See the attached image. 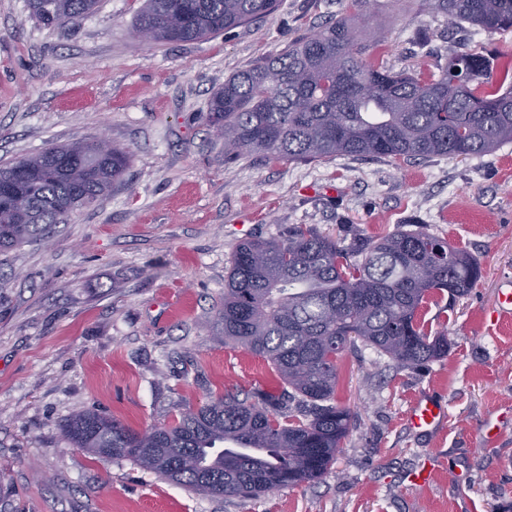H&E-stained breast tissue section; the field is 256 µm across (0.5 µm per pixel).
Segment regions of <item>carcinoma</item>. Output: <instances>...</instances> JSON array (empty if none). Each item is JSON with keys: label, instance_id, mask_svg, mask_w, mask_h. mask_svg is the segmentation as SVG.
<instances>
[{"label": "carcinoma", "instance_id": "cac0c4a2", "mask_svg": "<svg viewBox=\"0 0 512 512\" xmlns=\"http://www.w3.org/2000/svg\"><path fill=\"white\" fill-rule=\"evenodd\" d=\"M96 3L29 0L34 18L48 27L80 18ZM428 3L450 23L490 35L512 29V0H496L492 14L483 0ZM278 7L279 0H145L135 30L152 26L157 42H189ZM377 46L362 37L358 17H343L227 78L209 108L224 158L405 161L478 155L512 141V83L485 89L490 58L454 53L439 77L424 78L375 64ZM456 68L474 93L454 86ZM365 82L375 87L370 96L361 93ZM127 163L123 149L100 151L92 141L1 167L0 183H12L22 205L0 203V251L48 238L71 211L101 200ZM481 274L471 255L423 228L346 245L297 225L284 241H243L208 326L265 359L291 392L226 393L147 434L83 412L66 421L64 436L211 498L249 499L315 481L336 463L352 422L351 410L334 402L347 348L360 341L401 367L445 356L448 338L425 333L418 311L435 293L468 294Z\"/></svg>", "mask_w": 512, "mask_h": 512}]
</instances>
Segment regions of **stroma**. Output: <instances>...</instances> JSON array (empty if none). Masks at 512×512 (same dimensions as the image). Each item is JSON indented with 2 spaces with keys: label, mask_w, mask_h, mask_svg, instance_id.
Listing matches in <instances>:
<instances>
[{
  "label": "stroma",
  "mask_w": 512,
  "mask_h": 512,
  "mask_svg": "<svg viewBox=\"0 0 512 512\" xmlns=\"http://www.w3.org/2000/svg\"><path fill=\"white\" fill-rule=\"evenodd\" d=\"M144 0H98L59 28L0 0V166L106 137L129 153L100 202L49 238L0 253V512H512V142L466 159L299 163L224 158L208 102L225 79L353 12L352 0H280L270 16L192 42H144ZM393 71L440 75L457 50L512 72V33L458 28L427 0H374L362 28ZM376 239L422 226L481 265L467 296L419 311L446 356L401 369L356 343L335 398L355 415L322 480L212 499L132 460L73 447L92 410L142 431L227 392H287L269 364L206 329L235 247L289 228ZM431 398L444 425L408 423ZM431 463L426 486L407 474Z\"/></svg>",
  "instance_id": "1"
}]
</instances>
